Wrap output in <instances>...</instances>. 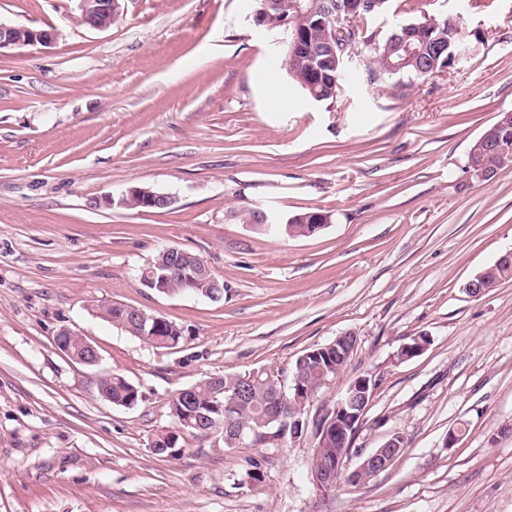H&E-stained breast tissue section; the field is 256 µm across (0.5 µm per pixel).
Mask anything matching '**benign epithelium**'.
Wrapping results in <instances>:
<instances>
[{"instance_id":"7a95c632","label":"benign epithelium","mask_w":512,"mask_h":512,"mask_svg":"<svg viewBox=\"0 0 512 512\" xmlns=\"http://www.w3.org/2000/svg\"><path fill=\"white\" fill-rule=\"evenodd\" d=\"M120 0H80L81 16L88 27L105 30L112 25L118 15ZM371 9L370 0H334L328 7L325 23L332 28L333 35L345 34V30L358 20L363 12ZM54 39L48 30L33 29L27 26L8 25L0 22V50L17 46L47 45ZM145 195L148 206L152 209H166L174 203L172 196L154 192L145 188H130L122 192L119 198L107 194L102 198L105 206L123 205L124 201L134 195ZM195 288H208L217 284L209 267L194 271L189 276ZM429 345L428 335L420 333L409 337L398 351L402 361L409 360L422 353ZM357 348V337L352 333L342 334L326 347L308 353L314 361L320 360V354L336 350V356L346 359ZM376 390V381L365 375L351 381L336 399L320 404L313 415L317 429L307 435V428L301 420L290 424V439L293 442L310 440L315 446L311 476L320 489H330L344 476L355 484H364L390 468L402 454L403 435L394 433L378 448L364 453L353 450L354 438L361 429L365 414Z\"/></svg>"}]
</instances>
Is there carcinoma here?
<instances>
[{"label":"carcinoma","instance_id":"1","mask_svg":"<svg viewBox=\"0 0 512 512\" xmlns=\"http://www.w3.org/2000/svg\"><path fill=\"white\" fill-rule=\"evenodd\" d=\"M373 11L364 13L356 31L338 41H329L323 16L316 12V0H303L302 9L294 0H254L256 18L262 28L271 27L283 38L287 72L315 101H332L340 90V81L346 71L363 73L368 83L394 81L399 92L414 82L424 81L439 74L444 67H454V54L464 46L459 22L448 26L446 18L420 15L404 22L388 35L381 37L370 30L369 18L390 10L391 0H374ZM425 24L418 29L416 25ZM484 133L487 140L512 154V119L501 114ZM503 156L493 148L479 154L468 155V166L482 165L487 171L502 167ZM324 223L322 212L305 211L293 217L288 224H273L289 236H307L318 224ZM152 275L161 285L157 292L164 294L191 293L193 288L180 268L170 266L167 248H162L144 266L138 275L140 285H145L144 275ZM512 270L495 263L485 268L484 286L491 288ZM97 314L125 334L162 348H172L182 338L181 330L168 320L161 321L151 335H142V328L122 304L99 305ZM321 362L306 372V390L314 394L324 388V380L336 377V351L320 355ZM274 375L264 369L248 373H226L209 377L193 385L187 398H174L170 412L180 428L201 436L212 432L224 435V447L235 448L236 430L266 432L278 428L281 422L292 419L298 406L294 392H278L271 384ZM102 395L115 405L134 407L141 400L139 389L123 375L113 373L100 383ZM180 435L165 431L155 436L153 447L157 454L174 457L182 450Z\"/></svg>","mask_w":512,"mask_h":512}]
</instances>
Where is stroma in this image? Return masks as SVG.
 <instances>
[{"label": "stroma", "mask_w": 512, "mask_h": 512, "mask_svg": "<svg viewBox=\"0 0 512 512\" xmlns=\"http://www.w3.org/2000/svg\"><path fill=\"white\" fill-rule=\"evenodd\" d=\"M457 18L466 60L414 83L348 74L317 102L252 20L251 0H121L110 28L79 0H0V22L55 32L0 51V512H512V278L467 283L512 251V165L467 167L474 141L512 112V0H431ZM131 187L164 210L106 208ZM322 211L309 236L268 231ZM224 281L214 302L142 288L164 246ZM122 303L181 328L159 348L99 318ZM93 344L94 366L56 346ZM428 334L401 362L406 337ZM353 333L345 370L377 390L355 446L395 432L387 471L323 492L309 442L224 447L180 433L169 402L208 377L265 368L289 377L310 349ZM124 375L142 399L99 392ZM458 440L446 447L449 430ZM259 460L263 483L246 482ZM102 395L115 405L134 407L141 400L139 389L123 375L112 373L100 383Z\"/></svg>", "instance_id": "obj_1"}]
</instances>
